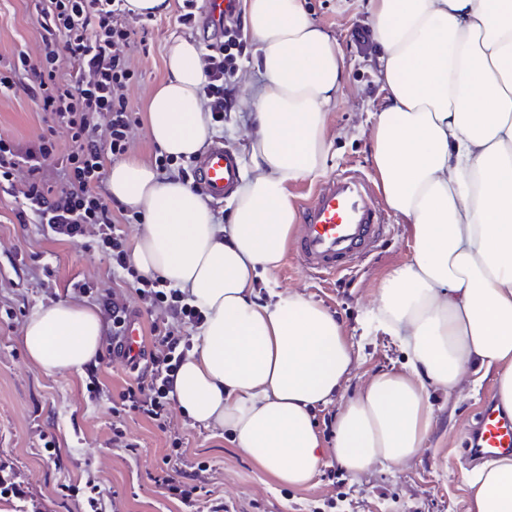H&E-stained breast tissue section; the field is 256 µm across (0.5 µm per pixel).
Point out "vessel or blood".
<instances>
[{
    "label": "vessel or blood",
    "mask_w": 512,
    "mask_h": 512,
    "mask_svg": "<svg viewBox=\"0 0 512 512\" xmlns=\"http://www.w3.org/2000/svg\"><path fill=\"white\" fill-rule=\"evenodd\" d=\"M240 179L237 153L221 145L201 155L195 170L196 185L206 199L223 201ZM303 224L295 252L303 270L335 275L346 271L368 254L384 230L383 219L373 203V191L358 173L347 171L326 179L302 209ZM144 351L137 324H130L117 362L134 365ZM468 456L487 452L512 455V416L494 406L479 413L464 441Z\"/></svg>",
    "instance_id": "vessel-or-blood-1"
}]
</instances>
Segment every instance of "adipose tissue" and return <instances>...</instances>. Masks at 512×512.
<instances>
[{
  "label": "adipose tissue",
  "instance_id": "ef3b65f1",
  "mask_svg": "<svg viewBox=\"0 0 512 512\" xmlns=\"http://www.w3.org/2000/svg\"><path fill=\"white\" fill-rule=\"evenodd\" d=\"M368 4L384 91L369 150L385 204L414 242L413 259L384 280L373 320L401 343L407 368L374 374L339 407L331 449L313 409L353 372L349 340L322 305L290 291L259 302L255 284L285 258L296 222L289 185L325 167L328 113L344 82L337 39L304 0H244L259 79L241 100L255 132L229 223L144 162L108 173L112 198L145 221L135 264L204 316L171 398L292 487L329 453L356 477L416 460L433 427V387L452 395L495 371L499 406L512 414V0ZM167 68L149 135L166 155L190 158L210 132L198 43L175 40ZM102 336L98 313L68 301L39 308L23 329L29 358L49 375L84 369ZM469 489L467 512H512V458L487 459Z\"/></svg>",
  "mask_w": 512,
  "mask_h": 512
}]
</instances>
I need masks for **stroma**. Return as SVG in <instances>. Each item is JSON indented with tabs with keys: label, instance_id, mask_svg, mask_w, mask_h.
Segmentation results:
<instances>
[{
	"label": "stroma",
	"instance_id": "35a3bbf8",
	"mask_svg": "<svg viewBox=\"0 0 512 512\" xmlns=\"http://www.w3.org/2000/svg\"><path fill=\"white\" fill-rule=\"evenodd\" d=\"M306 6L313 21L339 40L346 80L329 113V150L322 176L289 188L297 207L313 195L323 177L358 171L375 179L367 143L381 97L369 62L375 49L360 47L353 38L355 30L368 25L366 0H306ZM179 37L202 47L208 43L202 29L179 25L172 9L153 16L146 48L134 54L142 76L127 96L141 121L131 131V154L150 164L156 147L148 135L146 115L153 92L167 77V48ZM40 44L29 0H0V71L8 69L18 51L38 56ZM45 127L42 112L22 90L0 88V134L25 149ZM384 222L386 235L350 270L334 276L308 274L289 252L255 288L258 301H267L273 288L297 291L336 315L357 359L340 400L356 394L373 374L400 370L406 364L399 342L376 330L369 317L382 280L414 255L407 224L389 212ZM79 282L85 291L76 290ZM59 300L93 308L104 320L119 302L136 313L142 328L158 322L187 337L196 333L195 326L163 310L143 312L133 288H114L108 261L89 240H66L33 216L19 217L13 198L0 193V461L10 466L0 472V481L17 482L23 489L22 496L0 497V512H76L74 501L64 499L59 486L81 487L90 478L105 491L104 512H183L155 481L170 438L178 434L189 440L183 470L207 462L210 469L200 473V480L214 487L236 512H466L473 464L465 456L463 441L482 405L496 398L494 373L483 375L479 383H465L451 397L431 392L433 430L415 461L378 466L357 478L329 456L309 485L292 488L276 482L235 448L227 432L196 424L178 407H171L163 431L134 414L115 419L112 403L133 375L112 360L111 336L102 339L96 367L53 375L36 368L26 355L22 328L39 306ZM93 382L102 389L95 397L88 393ZM116 423L125 432L126 446L112 441ZM46 438L54 440L55 451L43 449Z\"/></svg>",
	"mask_w": 512,
	"mask_h": 512
}]
</instances>
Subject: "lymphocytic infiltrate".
<instances>
[{
	"instance_id": "lymphocytic-infiltrate-1",
	"label": "lymphocytic infiltrate",
	"mask_w": 512,
	"mask_h": 512,
	"mask_svg": "<svg viewBox=\"0 0 512 512\" xmlns=\"http://www.w3.org/2000/svg\"><path fill=\"white\" fill-rule=\"evenodd\" d=\"M33 15L40 29L41 52L30 57L17 52L8 72H0V86L20 87L43 112L45 122L66 131L71 148L56 152L51 133L40 135L37 145L24 149L12 138L0 136V190H5L21 210L35 213L40 223L65 239H81L94 233L98 248L108 259L119 281L132 285L146 311L164 309L191 324L201 313L185 302L179 290L157 276L141 275L131 262L129 249L118 230L130 223L129 211L113 210L101 192L105 162L132 148L130 132L138 122L127 90L140 75L131 52L139 29L125 7V0H32ZM244 41L241 7L232 4L224 28L210 43L202 86L204 109L210 123L220 127L232 109L230 86L241 58ZM107 129L100 138L99 129ZM55 163L63 172L62 189H54L44 171ZM25 168L23 181H16L18 168ZM159 344L133 383L119 394L112 407L114 417L135 413L165 428L169 410V386L173 373L185 359L189 346L173 330L152 325ZM171 453L160 481L170 496L185 507L200 500L210 502L209 512H226L224 501L197 483L194 476L178 479L183 458L182 437L170 441Z\"/></svg>"
}]
</instances>
